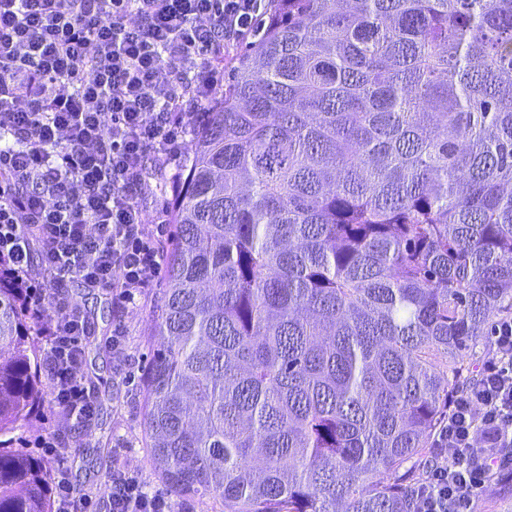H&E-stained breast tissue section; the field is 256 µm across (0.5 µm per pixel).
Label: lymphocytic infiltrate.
<instances>
[{
  "instance_id": "f902f5d3",
  "label": "lymphocytic infiltrate",
  "mask_w": 512,
  "mask_h": 512,
  "mask_svg": "<svg viewBox=\"0 0 512 512\" xmlns=\"http://www.w3.org/2000/svg\"><path fill=\"white\" fill-rule=\"evenodd\" d=\"M272 0H0V286L13 289L42 347L50 402L89 431L83 375L89 325L68 276L108 288L112 354L128 360L125 319L155 287L164 251L139 204L143 158L175 165L220 106L224 55ZM40 247L32 267L30 248ZM52 512H173L131 466L95 497L72 485L64 433L50 443ZM512 481V314L491 327L476 377L448 399L411 512H474L495 481Z\"/></svg>"
}]
</instances>
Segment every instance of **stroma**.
Instances as JSON below:
<instances>
[{"label": "stroma", "instance_id": "35a3bbf8", "mask_svg": "<svg viewBox=\"0 0 512 512\" xmlns=\"http://www.w3.org/2000/svg\"><path fill=\"white\" fill-rule=\"evenodd\" d=\"M69 294L83 310L89 324L84 350V369L96 399L95 425L90 433L72 432L70 477L82 489L103 494L116 462L129 460L137 466L150 489L171 496L176 512H204V504L191 497L171 495L169 488L150 468L145 440L146 416L141 378L157 345L151 332L164 303V285H157L130 312L126 326L130 363L118 361L109 341L117 310L107 288L88 287L79 277L66 281ZM63 426L61 416L48 403L23 427L5 436V446L19 448L54 467L55 457L42 442Z\"/></svg>", "mask_w": 512, "mask_h": 512}]
</instances>
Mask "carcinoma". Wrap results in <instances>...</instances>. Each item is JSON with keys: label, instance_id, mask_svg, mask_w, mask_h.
Instances as JSON below:
<instances>
[{"label": "carcinoma", "instance_id": "1", "mask_svg": "<svg viewBox=\"0 0 512 512\" xmlns=\"http://www.w3.org/2000/svg\"><path fill=\"white\" fill-rule=\"evenodd\" d=\"M188 144L148 463L210 512H410L462 358L512 313V0H279ZM0 288V432L41 397ZM0 448V512H50Z\"/></svg>", "mask_w": 512, "mask_h": 512}]
</instances>
